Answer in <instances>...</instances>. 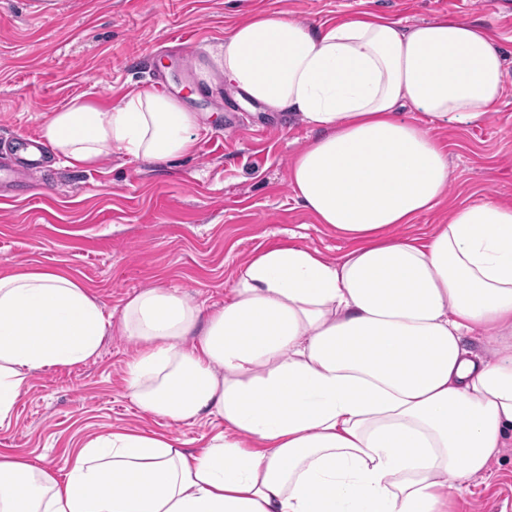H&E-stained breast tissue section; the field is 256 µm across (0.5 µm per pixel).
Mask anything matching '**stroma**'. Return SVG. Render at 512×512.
I'll return each mask as SVG.
<instances>
[{
    "instance_id": "35a3bbf8",
    "label": "stroma",
    "mask_w": 512,
    "mask_h": 512,
    "mask_svg": "<svg viewBox=\"0 0 512 512\" xmlns=\"http://www.w3.org/2000/svg\"><path fill=\"white\" fill-rule=\"evenodd\" d=\"M0 0V163L12 166V190L0 195V270L61 269L112 313L154 286L178 289L210 309L256 251L293 243L333 257L344 242L297 206L289 183L293 156L313 138L302 123L243 105L233 90L199 92L186 106L205 117L206 133L189 158L152 165L112 155L86 169L48 156L36 171L14 165L21 136L76 96L106 103L134 88L172 91L196 72L182 62L176 34L197 44V62L226 29L254 13H288L317 25L373 10L413 25L431 18L491 20L512 47L506 0ZM495 112L465 128L441 130L450 159L448 195L437 212L393 236L420 234L466 198L512 199V57ZM126 337H106L99 356L33 373L8 421L0 452L66 473L84 441L115 429L152 432L199 449L215 426L173 423L129 398ZM455 512H512V447L490 473L470 482Z\"/></svg>"
}]
</instances>
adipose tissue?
<instances>
[{"instance_id":"adipose-tissue-1","label":"adipose tissue","mask_w":512,"mask_h":512,"mask_svg":"<svg viewBox=\"0 0 512 512\" xmlns=\"http://www.w3.org/2000/svg\"><path fill=\"white\" fill-rule=\"evenodd\" d=\"M505 62L493 29L460 16L257 14L225 32L205 89L310 128L294 199L345 249L266 247L207 313L158 286L114 315L63 272L0 274V422L35 371L93 360L116 331L136 346L124 382L140 410L222 425L198 452L118 429L62 475L0 454V512H448L449 490L466 494L512 446V203L465 201L429 233L389 231L445 199L436 132L497 108ZM202 128L177 97L138 89L73 98L39 136L84 168L194 155ZM475 334L488 354L466 347Z\"/></svg>"}]
</instances>
